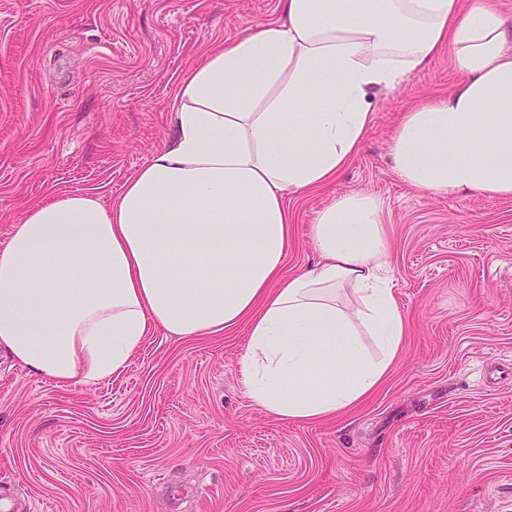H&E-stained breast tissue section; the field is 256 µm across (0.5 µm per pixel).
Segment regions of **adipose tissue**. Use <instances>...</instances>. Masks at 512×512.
Wrapping results in <instances>:
<instances>
[{"label":"adipose tissue","instance_id":"obj_1","mask_svg":"<svg viewBox=\"0 0 512 512\" xmlns=\"http://www.w3.org/2000/svg\"><path fill=\"white\" fill-rule=\"evenodd\" d=\"M282 17L204 51L176 87L175 134L111 204L29 207L0 248V350L64 387L129 368L148 336L246 325V394L282 421L370 398L407 333L381 202L346 193L284 269L286 205L360 152L377 92L441 50L461 80L403 113L392 169L433 194L512 197V16L491 0H279ZM372 338L375 351L364 340Z\"/></svg>","mask_w":512,"mask_h":512}]
</instances>
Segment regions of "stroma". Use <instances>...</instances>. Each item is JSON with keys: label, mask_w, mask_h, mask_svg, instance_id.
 Instances as JSON below:
<instances>
[{"label": "stroma", "mask_w": 512, "mask_h": 512, "mask_svg": "<svg viewBox=\"0 0 512 512\" xmlns=\"http://www.w3.org/2000/svg\"><path fill=\"white\" fill-rule=\"evenodd\" d=\"M279 0H0V246L29 206L112 202L173 138L185 68L275 21ZM460 81L447 52L376 95L363 148L290 198L287 272L336 197L384 204L409 330L387 382L328 423L255 407L247 329L151 336L136 363L60 387L0 353V496L19 512H512V197L438 195L392 170L398 119Z\"/></svg>", "instance_id": "1"}]
</instances>
